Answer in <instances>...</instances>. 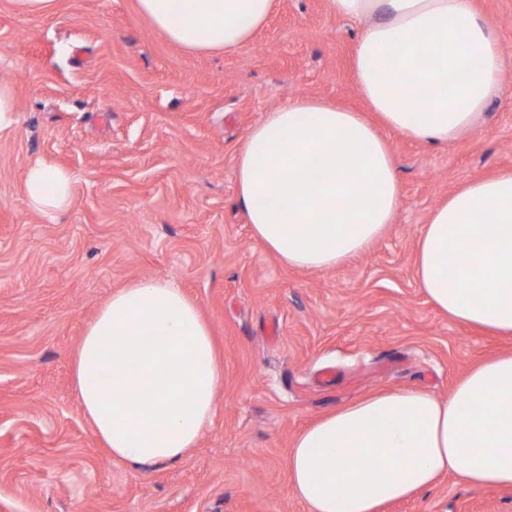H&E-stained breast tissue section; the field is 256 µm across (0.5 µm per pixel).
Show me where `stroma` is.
<instances>
[{
	"label": "stroma",
	"instance_id": "stroma-1",
	"mask_svg": "<svg viewBox=\"0 0 512 512\" xmlns=\"http://www.w3.org/2000/svg\"><path fill=\"white\" fill-rule=\"evenodd\" d=\"M507 60L486 121L436 148L387 140L401 200L367 250L327 271L291 268L255 240L235 156L290 97L366 104L353 80L360 22L329 0H276L234 53H193L154 31L137 0H55L45 15L0 0V81L17 123L0 135V512H306L288 480L294 438L367 395L445 398L512 338L428 302L416 248L465 182L512 168V0H474ZM74 177L69 209L29 210L26 168ZM164 279L197 300L222 351L212 425L185 459H113L84 417L71 359L112 293ZM381 512H512V488L446 478Z\"/></svg>",
	"mask_w": 512,
	"mask_h": 512
}]
</instances>
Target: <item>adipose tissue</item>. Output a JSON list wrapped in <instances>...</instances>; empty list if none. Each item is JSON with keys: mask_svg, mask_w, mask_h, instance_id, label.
<instances>
[{"mask_svg": "<svg viewBox=\"0 0 512 512\" xmlns=\"http://www.w3.org/2000/svg\"><path fill=\"white\" fill-rule=\"evenodd\" d=\"M154 30L190 52L251 43L274 0H137ZM359 20L355 83L378 122L312 98H291L248 132L235 158L238 198L254 237L292 268L331 270L363 252L400 205L383 130L450 145L500 89L497 26L474 0H330ZM26 205L68 208L73 180L44 162L23 180ZM416 277L458 323L512 335V169L467 182L432 212ZM78 402L113 459H183L212 424L222 368L196 300L165 280L113 293L74 359ZM289 482L307 512H378L451 474L512 488V353L472 367L448 399L419 389L338 408L293 441Z\"/></svg>", "mask_w": 512, "mask_h": 512, "instance_id": "obj_1", "label": "adipose tissue"}]
</instances>
